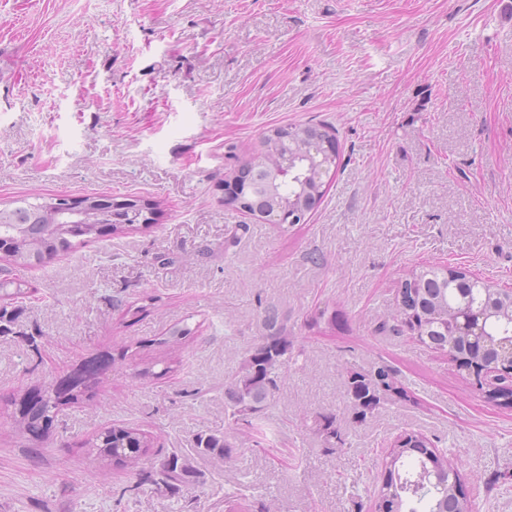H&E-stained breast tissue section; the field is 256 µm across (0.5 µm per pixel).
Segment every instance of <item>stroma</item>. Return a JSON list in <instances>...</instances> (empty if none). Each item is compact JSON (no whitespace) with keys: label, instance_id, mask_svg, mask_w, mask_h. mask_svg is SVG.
<instances>
[{"label":"stroma","instance_id":"obj_1","mask_svg":"<svg viewBox=\"0 0 512 512\" xmlns=\"http://www.w3.org/2000/svg\"><path fill=\"white\" fill-rule=\"evenodd\" d=\"M307 123L334 129L341 158L305 222L225 205L221 180L268 131ZM33 194L159 208L148 229L15 269L28 292L0 335V512H375L410 431L458 461L475 512H512V408L379 329L421 267L512 289V0H0V202ZM271 311L292 347L252 431L224 382ZM176 325L191 334L171 349ZM105 352L96 395L31 447L15 400ZM381 365L408 396L356 422L344 376ZM112 426L150 453L91 461ZM199 434L226 436L231 459L196 454ZM171 451L191 482H142Z\"/></svg>","mask_w":512,"mask_h":512}]
</instances>
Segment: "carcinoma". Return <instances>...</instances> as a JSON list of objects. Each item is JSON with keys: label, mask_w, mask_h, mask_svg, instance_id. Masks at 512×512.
<instances>
[{"label": "carcinoma", "mask_w": 512, "mask_h": 512, "mask_svg": "<svg viewBox=\"0 0 512 512\" xmlns=\"http://www.w3.org/2000/svg\"><path fill=\"white\" fill-rule=\"evenodd\" d=\"M317 146L331 157L327 167L338 166L333 128L326 124L292 126L288 137L267 134L261 148L245 160L237 176L239 192L246 201L245 208L257 218L265 217L277 224L287 223L283 215L312 212L326 193L324 174L307 162L304 149ZM291 159L285 175L273 178V168L284 158ZM155 202L130 197L119 203L125 209L127 223L115 226L119 233L131 230L141 222L143 206ZM5 223H0V246L12 264L27 267L48 253L71 252L93 239L89 231L59 223V218L47 209L45 201L32 203L28 199L13 201ZM143 223V222H141ZM152 221L143 223L148 227ZM414 295L408 297V310L396 311L383 329L399 336L405 327L419 332L418 341L427 347L444 352H457L459 368L482 362H499L506 356L508 341L512 340V291L502 290L494 282L471 272H459L450 277L438 266L415 270L409 276ZM271 333L260 337L241 363L239 374L225 383L224 393L231 415L250 425L248 416L257 413L271 401L278 389L279 371L288 353L287 328L278 323L276 313L267 316ZM348 391L357 407L355 420L362 421L367 412L381 401L407 398L395 370L382 366L374 372H351ZM76 389L67 388L61 380L50 390L33 389L21 398L16 423L21 432L39 438L37 431L51 426L60 407L79 399ZM197 449L202 453L231 457L233 445L224 437H197ZM91 447L95 456L123 465L138 460L147 452L143 434L132 428H114L101 432ZM459 468L434 444L421 434L413 433L390 452L383 479L375 501V512H466L465 504L456 493ZM151 482L170 489L189 481L188 462L178 453L165 456L154 471Z\"/></svg>", "instance_id": "carcinoma-1"}]
</instances>
